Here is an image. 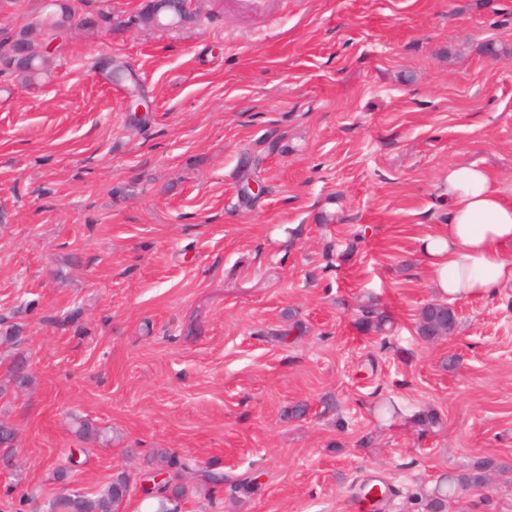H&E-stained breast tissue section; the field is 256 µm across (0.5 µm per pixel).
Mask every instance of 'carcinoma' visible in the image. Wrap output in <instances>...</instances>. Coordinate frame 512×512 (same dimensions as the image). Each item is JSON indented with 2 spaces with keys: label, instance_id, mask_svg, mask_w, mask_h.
<instances>
[{
  "label": "carcinoma",
  "instance_id": "obj_1",
  "mask_svg": "<svg viewBox=\"0 0 512 512\" xmlns=\"http://www.w3.org/2000/svg\"><path fill=\"white\" fill-rule=\"evenodd\" d=\"M66 22L79 29H87L93 21L85 16L84 0H70L65 4L56 5V11L44 17L38 16L26 27L20 29L15 36L0 40V65L19 77L23 83H32L48 74L51 58L40 52L41 42L46 37L54 36L55 25ZM141 22L149 27L176 28L181 26V4L179 0H155L151 9L142 13ZM440 313L431 309V304L423 305L417 320V333L425 342H434L452 335L457 327L458 319L448 303L439 305ZM390 321L384 311L374 305L362 307L358 319L359 328L366 333L385 331ZM161 467L172 473V481L156 485L145 491L147 499L154 502V512H167L170 499H181L186 496V488L173 482L183 473L196 471L197 460L189 456H179L167 449L154 454ZM512 468L506 462L493 459H479L473 462L465 473H457L448 477L445 483H435L431 488L421 487L412 494L421 512H436L441 509L448 512L449 505L457 493L472 486H480L493 471ZM201 483L215 494L224 487L228 478L222 472L204 471L200 474ZM130 480L125 473L113 477L112 482L103 491L86 496L82 494H64L55 500V507L61 512H115V507L129 494Z\"/></svg>",
  "mask_w": 512,
  "mask_h": 512
}]
</instances>
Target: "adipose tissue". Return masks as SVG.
Returning <instances> with one entry per match:
<instances>
[{
  "mask_svg": "<svg viewBox=\"0 0 512 512\" xmlns=\"http://www.w3.org/2000/svg\"><path fill=\"white\" fill-rule=\"evenodd\" d=\"M442 189L448 221L417 240L434 287L451 298L512 288V183L474 163L452 164Z\"/></svg>",
  "mask_w": 512,
  "mask_h": 512,
  "instance_id": "obj_1",
  "label": "adipose tissue"
}]
</instances>
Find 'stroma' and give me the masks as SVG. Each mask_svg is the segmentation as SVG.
Instances as JSON below:
<instances>
[{
	"label": "stroma",
	"instance_id": "stroma-1",
	"mask_svg": "<svg viewBox=\"0 0 512 512\" xmlns=\"http://www.w3.org/2000/svg\"><path fill=\"white\" fill-rule=\"evenodd\" d=\"M147 2L89 0L111 29L68 34L35 84L0 72V325L22 331L0 345V512L135 484L157 448L256 482L213 505L183 474L184 512H369L365 483L413 512L444 472L512 463V289L453 300L447 339L416 333L441 174L512 181V0H191L199 24L173 29L139 23ZM371 299L385 334L357 326ZM384 399L405 417L378 418ZM450 512H512V471Z\"/></svg>",
	"mask_w": 512,
	"mask_h": 512
}]
</instances>
